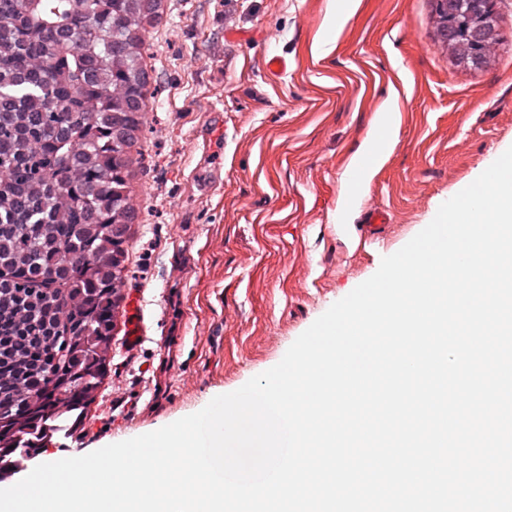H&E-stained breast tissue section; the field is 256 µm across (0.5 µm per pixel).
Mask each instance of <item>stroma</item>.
<instances>
[{
  "instance_id": "obj_1",
  "label": "stroma",
  "mask_w": 512,
  "mask_h": 512,
  "mask_svg": "<svg viewBox=\"0 0 512 512\" xmlns=\"http://www.w3.org/2000/svg\"><path fill=\"white\" fill-rule=\"evenodd\" d=\"M338 0H158L144 22L150 77L138 214L119 285L112 360L64 448L87 454L155 431L275 366L332 304L512 147V0L487 64H457L435 0H359L331 50ZM282 57L287 67L270 70ZM385 155L345 202L351 165L391 92ZM393 227L361 237L363 209ZM146 337L123 345L130 300Z\"/></svg>"
}]
</instances>
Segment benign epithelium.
I'll return each instance as SVG.
<instances>
[{"mask_svg": "<svg viewBox=\"0 0 512 512\" xmlns=\"http://www.w3.org/2000/svg\"><path fill=\"white\" fill-rule=\"evenodd\" d=\"M436 4L442 14L438 35L448 44L455 61L481 65L478 49L494 32L490 18L496 12L497 0H479V7L467 13L464 19L459 18L458 0H436Z\"/></svg>", "mask_w": 512, "mask_h": 512, "instance_id": "benign-epithelium-1", "label": "benign epithelium"}]
</instances>
